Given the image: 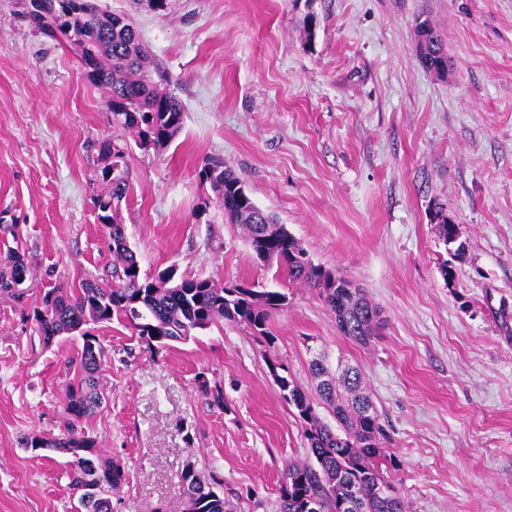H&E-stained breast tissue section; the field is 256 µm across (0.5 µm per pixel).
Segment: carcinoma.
<instances>
[{
    "instance_id": "carcinoma-1",
    "label": "carcinoma",
    "mask_w": 512,
    "mask_h": 512,
    "mask_svg": "<svg viewBox=\"0 0 512 512\" xmlns=\"http://www.w3.org/2000/svg\"><path fill=\"white\" fill-rule=\"evenodd\" d=\"M23 17L47 37H65L87 78L103 90L113 125L131 135L138 146L161 150L176 139L184 125V108L153 79L152 54L129 15L104 10L96 0H24ZM422 41L427 62L447 63L445 43L435 31L424 34ZM118 150L117 143L102 142L100 153L112 155V168L101 173L110 188L94 198L98 220L110 239V279L87 278L76 288L51 283L32 309L44 345L76 332L83 343L71 361L74 376L65 386L61 433L26 435L22 446L73 457L66 476L72 489L80 492L84 512H111L110 496L124 484L125 474L120 464L101 456L96 438L80 426L103 403L101 375L106 358L98 337L83 326L117 320L158 350L225 321L270 344L272 316L288 304L287 294L276 288L244 283L221 286L208 278L179 276L173 266L160 271L156 283L141 280L137 254L127 242L119 215L128 168L117 166L125 158ZM201 174L215 193L224 219L246 231L254 258L277 265L289 280L315 290L335 315L339 331L367 344L380 324V310L363 290L339 287L343 277L333 276V271L307 258L301 242L256 206L241 177L224 161L206 160ZM4 265L9 275L0 274V288L10 291L26 279L28 263L25 255L10 251ZM310 371L317 380L313 393L280 373V366L270 365L282 399L295 409L310 453V461L285 466L278 512H409L391 475L399 461L382 448L386 434L381 415L361 372L340 363L331 368L324 352L311 361ZM321 407L331 413L335 424L325 420ZM181 483L184 501L179 512H233L218 490L220 478L205 484L188 467Z\"/></svg>"
}]
</instances>
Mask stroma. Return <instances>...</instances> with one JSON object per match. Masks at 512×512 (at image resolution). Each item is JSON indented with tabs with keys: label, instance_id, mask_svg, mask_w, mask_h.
Returning a JSON list of instances; mask_svg holds the SVG:
<instances>
[{
	"label": "stroma",
	"instance_id": "1",
	"mask_svg": "<svg viewBox=\"0 0 512 512\" xmlns=\"http://www.w3.org/2000/svg\"><path fill=\"white\" fill-rule=\"evenodd\" d=\"M422 21L445 42L446 77L416 54ZM134 22L185 108L161 151L130 144L78 56L32 30L22 0H0V227H16L0 230V256L19 250L31 269L23 296L0 291V512H81L70 455L20 440L58 434L82 345L39 340L46 270L68 287L112 270L93 207L105 140L127 148L119 214L142 277L173 266L288 292L270 344L221 323L156 350L120 324L90 325L107 400L83 427L125 470L112 512H175L188 465L223 480L234 512H276L283 470L308 445L268 366L309 390L320 352L361 369L410 512H512V0H171ZM209 157L378 305L368 345L254 259L202 179ZM438 212L458 228V259Z\"/></svg>",
	"mask_w": 512,
	"mask_h": 512
}]
</instances>
